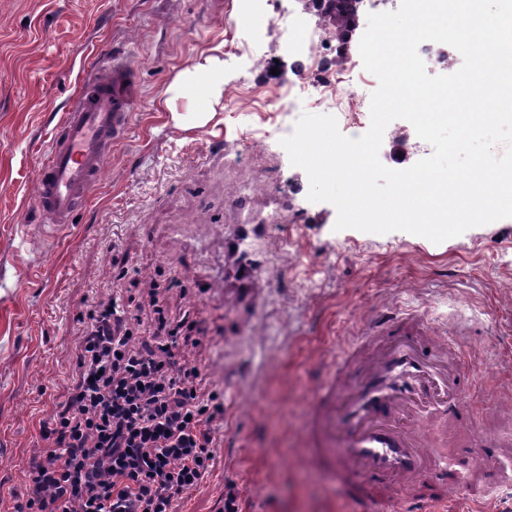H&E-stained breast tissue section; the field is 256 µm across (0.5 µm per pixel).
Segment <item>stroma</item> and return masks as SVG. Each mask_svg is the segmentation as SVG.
<instances>
[{
    "label": "stroma",
    "instance_id": "1",
    "mask_svg": "<svg viewBox=\"0 0 512 512\" xmlns=\"http://www.w3.org/2000/svg\"><path fill=\"white\" fill-rule=\"evenodd\" d=\"M241 0H0V512L71 384L82 320L118 300L145 319L143 294L160 284L172 313L198 312L206 334L183 354L204 390L224 394L214 465L179 512H347L333 476L310 460L312 398L329 366L367 323L391 312L423 316L458 337L482 378L464 396L478 422L469 437L512 441V220L435 244L402 231L335 230V206L307 198L306 172L276 139L242 155L249 133L276 116L261 104L302 69L289 20L315 22L302 0H281L261 40L263 69L238 50ZM134 69L139 98L128 139L112 156L77 222L40 225L36 168L85 72L103 56ZM224 63L205 125L188 120L202 92L173 95L204 57ZM183 127H176V118ZM262 183L270 192H257ZM276 239L252 285L227 254L243 218ZM239 293L225 304V291Z\"/></svg>",
    "mask_w": 512,
    "mask_h": 512
}]
</instances>
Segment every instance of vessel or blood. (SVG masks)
I'll return each instance as SVG.
<instances>
[{
	"instance_id": "1",
	"label": "vessel or blood",
	"mask_w": 512,
	"mask_h": 512,
	"mask_svg": "<svg viewBox=\"0 0 512 512\" xmlns=\"http://www.w3.org/2000/svg\"><path fill=\"white\" fill-rule=\"evenodd\" d=\"M137 98L134 72L121 60L99 62L82 78L36 170L39 223H72L113 144L128 136ZM476 377L458 345L420 316L373 324L316 393L310 455L335 470L353 512H434L464 493L493 497L512 470L490 452L484 461L495 477L474 485L476 460L456 436L472 424L462 395ZM451 446L460 455L449 457Z\"/></svg>"
}]
</instances>
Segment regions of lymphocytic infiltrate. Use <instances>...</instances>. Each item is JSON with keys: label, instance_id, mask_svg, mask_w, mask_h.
Segmentation results:
<instances>
[{"label": "lymphocytic infiltrate", "instance_id": "1", "mask_svg": "<svg viewBox=\"0 0 512 512\" xmlns=\"http://www.w3.org/2000/svg\"><path fill=\"white\" fill-rule=\"evenodd\" d=\"M159 295H147L145 332L116 301L89 310L73 383L62 411L39 424L13 512H176L208 477L224 397L202 391L200 369L181 362L202 340L201 319L170 317Z\"/></svg>", "mask_w": 512, "mask_h": 512}]
</instances>
